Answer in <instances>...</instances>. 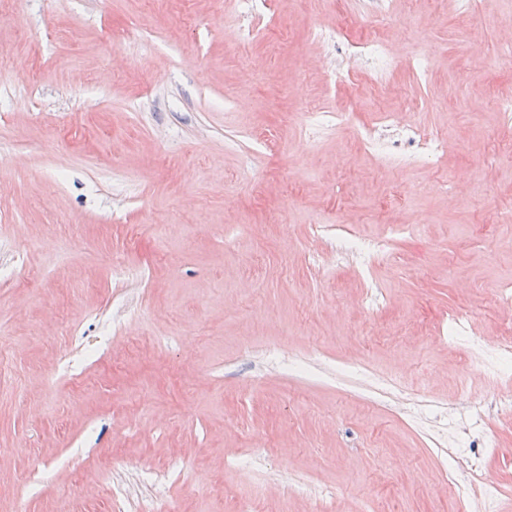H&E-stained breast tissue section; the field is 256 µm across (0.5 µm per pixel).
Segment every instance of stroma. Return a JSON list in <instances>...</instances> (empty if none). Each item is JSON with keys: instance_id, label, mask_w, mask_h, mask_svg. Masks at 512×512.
<instances>
[{"instance_id": "obj_1", "label": "stroma", "mask_w": 512, "mask_h": 512, "mask_svg": "<svg viewBox=\"0 0 512 512\" xmlns=\"http://www.w3.org/2000/svg\"><path fill=\"white\" fill-rule=\"evenodd\" d=\"M270 17L244 42L228 0H0V512H479L451 493L467 372L512 507V381L472 350L512 321V0ZM316 24L427 49L432 77L333 89ZM312 105L355 123L309 145ZM384 111L447 138L445 164L364 155L355 125ZM313 224L386 239L378 312L351 264L313 261Z\"/></svg>"}]
</instances>
